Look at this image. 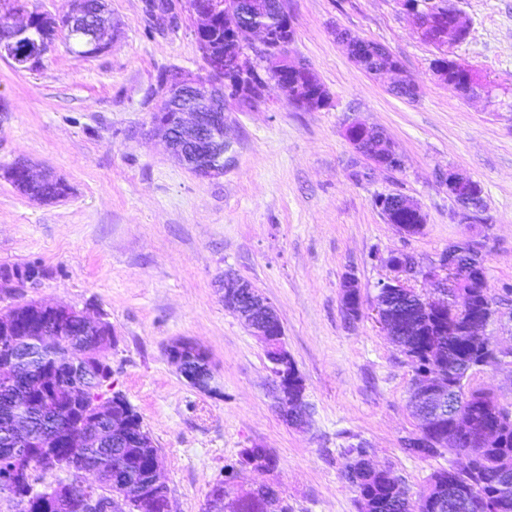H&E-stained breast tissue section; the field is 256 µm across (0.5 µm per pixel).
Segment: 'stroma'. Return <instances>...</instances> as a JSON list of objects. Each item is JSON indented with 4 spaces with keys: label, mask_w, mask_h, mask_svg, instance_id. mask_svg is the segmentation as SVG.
Wrapping results in <instances>:
<instances>
[{
    "label": "stroma",
    "mask_w": 512,
    "mask_h": 512,
    "mask_svg": "<svg viewBox=\"0 0 512 512\" xmlns=\"http://www.w3.org/2000/svg\"><path fill=\"white\" fill-rule=\"evenodd\" d=\"M171 2L181 8L174 28L154 24L148 0H109L112 42L98 55L72 54L61 29L39 69L0 60V266L38 261L48 271L38 287L0 288V308L64 303L111 323L113 379L159 450L172 512H203L225 464L256 447L271 449L277 468L241 470L237 484H277L288 512H361L340 454L358 442L418 492L449 459L421 461L401 446L418 430L408 404L414 370L375 319L377 284L390 253L426 271L449 246L472 244L497 302L487 336L506 355L467 384L512 410V0H455L471 28L454 56L485 87L474 97L434 75L439 51L398 0H285L290 51L317 72L332 104L301 107L274 88L253 108L228 104L229 148L214 178L176 163L151 130L159 70L209 76L194 17L184 0ZM338 28L383 45L418 97H397L389 77L360 69ZM355 120L390 137L401 169L358 159L346 135ZM18 161L63 181L66 197L21 194L4 175ZM451 170L481 185L480 223L455 222ZM388 193L421 208L420 233L385 221L375 199ZM228 273L279 314L305 381L303 425L277 409L265 343L224 306ZM349 273L359 282L356 320L341 299ZM177 340L207 353L214 392L190 386L167 359Z\"/></svg>",
    "instance_id": "1"
}]
</instances>
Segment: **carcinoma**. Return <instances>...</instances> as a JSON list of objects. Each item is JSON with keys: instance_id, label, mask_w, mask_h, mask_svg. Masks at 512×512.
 Wrapping results in <instances>:
<instances>
[{"instance_id": "1", "label": "carcinoma", "mask_w": 512, "mask_h": 512, "mask_svg": "<svg viewBox=\"0 0 512 512\" xmlns=\"http://www.w3.org/2000/svg\"><path fill=\"white\" fill-rule=\"evenodd\" d=\"M247 18L232 29L219 21L206 31L198 32V42L206 45L216 56H248L250 43L246 27L248 15L264 21L274 42L290 45L294 29L288 18L279 15L277 0H241ZM353 53L369 72H382L398 65V61L380 44L358 35L352 38ZM280 92L291 102L312 94L330 99L326 87L313 68L308 67L296 76L283 75L278 79ZM25 165L16 162L5 170L8 180L21 193L37 201L59 200L66 196L67 186L57 180L44 178L31 181L24 174ZM12 273L20 283L41 282L46 270L38 262L0 266V276ZM471 270L459 272L463 288L459 294L474 301L489 297L486 288H468ZM393 343L406 355L419 374L421 367L450 386L463 389L465 400L460 405L458 422H430L420 427V436L403 442L404 449L422 460L444 453L458 457L471 453L475 465L466 468L449 467L429 475L417 494L422 501L420 512H512V491L503 494L498 488L501 469L512 463V419L502 415V407L488 393L472 389L466 384L468 372L478 368V362L488 356L487 342L479 336H454L448 333L446 319L425 309L419 301L399 299L394 304ZM98 344L95 333L87 327L82 316L73 312L59 318L54 314L40 315L36 323L22 325L14 331L0 330V363L9 364L6 375H0V470L9 466L4 454L17 448L24 449L25 473L14 480L0 478V497L13 498L25 492L29 483L46 482L49 472L42 464L39 449L45 447L40 436L50 432L58 439L70 430L75 420L70 414L93 415L94 408L81 403L86 389L104 393L113 392L112 365L85 357ZM182 373L197 382L206 381L208 356L201 350L186 351ZM113 412L126 416L134 426L133 435L145 432L140 414L125 397L115 403L107 397ZM495 426L499 441L483 445L473 434L460 428L464 423ZM111 420L105 418L96 424L101 438H91L77 448L82 461L97 477L103 492H112V473L126 463L125 481L136 485L147 477L152 459L158 454L156 446L142 448L128 438L112 439ZM346 459L344 475L355 486L363 512H411V503L403 483L385 469L374 467L368 459V448L363 443L350 444L343 450ZM252 465L257 469L277 467V457L267 448H244L235 465ZM468 491V504L458 508L448 504V487ZM278 500L276 492L250 491L231 506L232 512H272Z\"/></svg>"}]
</instances>
